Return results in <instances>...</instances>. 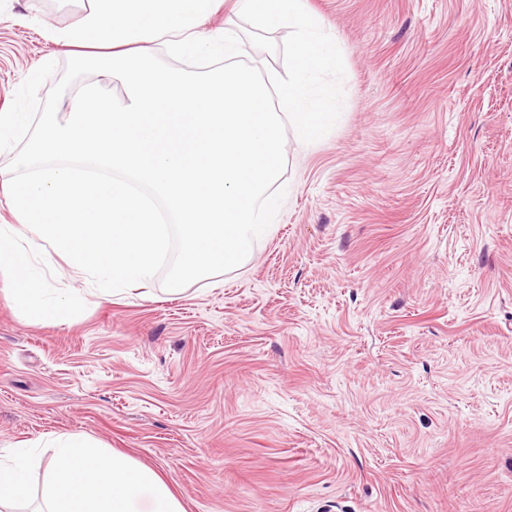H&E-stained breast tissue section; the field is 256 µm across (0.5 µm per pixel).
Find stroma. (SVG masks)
Here are the masks:
<instances>
[{"mask_svg": "<svg viewBox=\"0 0 512 512\" xmlns=\"http://www.w3.org/2000/svg\"><path fill=\"white\" fill-rule=\"evenodd\" d=\"M342 49L320 141L240 268L23 315L0 449L82 433L185 512H512V0H305ZM88 0H0V112Z\"/></svg>", "mask_w": 512, "mask_h": 512, "instance_id": "obj_1", "label": "stroma"}]
</instances>
